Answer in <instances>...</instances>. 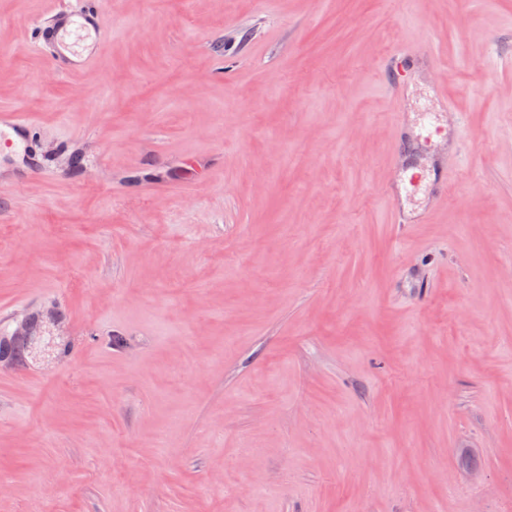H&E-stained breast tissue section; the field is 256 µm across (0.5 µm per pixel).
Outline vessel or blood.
Segmentation results:
<instances>
[{"label": "vessel or blood", "mask_w": 512, "mask_h": 512, "mask_svg": "<svg viewBox=\"0 0 512 512\" xmlns=\"http://www.w3.org/2000/svg\"><path fill=\"white\" fill-rule=\"evenodd\" d=\"M34 48L51 67L74 73L92 66L107 46L108 34L96 0H57L50 17L33 23ZM34 120L25 112L0 114V142L14 146L17 135L32 137Z\"/></svg>", "instance_id": "obj_1"}]
</instances>
